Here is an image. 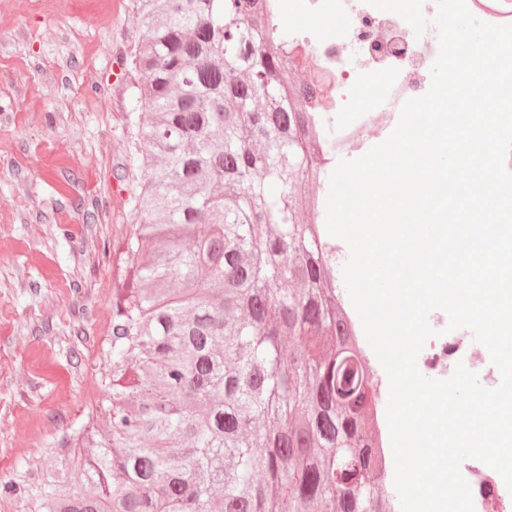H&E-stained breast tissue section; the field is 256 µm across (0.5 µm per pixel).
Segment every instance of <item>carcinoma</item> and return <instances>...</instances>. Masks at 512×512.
Listing matches in <instances>:
<instances>
[{
	"label": "carcinoma",
	"instance_id": "1",
	"mask_svg": "<svg viewBox=\"0 0 512 512\" xmlns=\"http://www.w3.org/2000/svg\"><path fill=\"white\" fill-rule=\"evenodd\" d=\"M255 2L133 0L150 117L129 116L112 397L27 487L35 512H391L360 489L381 467L354 324L317 228L294 222L320 175L314 114Z\"/></svg>",
	"mask_w": 512,
	"mask_h": 512
}]
</instances>
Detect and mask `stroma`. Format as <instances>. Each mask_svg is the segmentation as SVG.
Instances as JSON below:
<instances>
[{
    "label": "stroma",
    "instance_id": "stroma-1",
    "mask_svg": "<svg viewBox=\"0 0 512 512\" xmlns=\"http://www.w3.org/2000/svg\"><path fill=\"white\" fill-rule=\"evenodd\" d=\"M139 35L131 0H0V486L107 397Z\"/></svg>",
    "mask_w": 512,
    "mask_h": 512
}]
</instances>
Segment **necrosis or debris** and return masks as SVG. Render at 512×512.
<instances>
[{
    "instance_id": "4bbe7bcc",
    "label": "necrosis or debris",
    "mask_w": 512,
    "mask_h": 512,
    "mask_svg": "<svg viewBox=\"0 0 512 512\" xmlns=\"http://www.w3.org/2000/svg\"><path fill=\"white\" fill-rule=\"evenodd\" d=\"M268 22L287 26L284 38L290 69L307 71L311 82L299 93L317 111L336 113L340 120L337 151L360 149L358 131L370 127L377 114L399 115L403 104L429 90L427 74L438 53L433 32L410 37L404 20L367 4L366 0H268ZM335 19L328 36H319L317 21ZM383 88L388 106L383 112L357 109L358 88ZM430 326L422 354L425 369L447 378L464 355V334H439V314ZM467 482L479 512H512V492L502 489L496 471L477 459L465 461Z\"/></svg>"
}]
</instances>
